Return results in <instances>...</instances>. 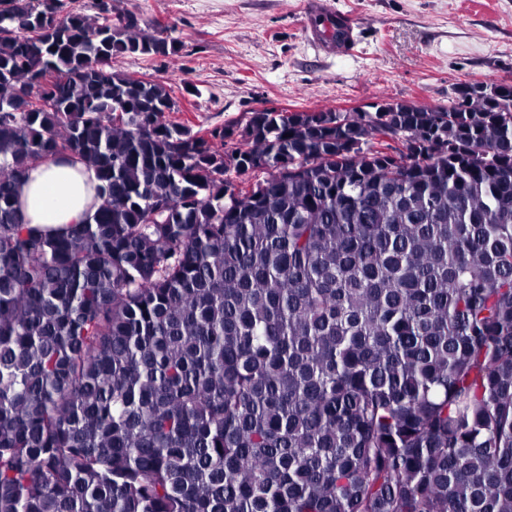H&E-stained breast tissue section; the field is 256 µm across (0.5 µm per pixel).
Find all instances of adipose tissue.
<instances>
[{
	"label": "adipose tissue",
	"instance_id": "obj_1",
	"mask_svg": "<svg viewBox=\"0 0 512 512\" xmlns=\"http://www.w3.org/2000/svg\"><path fill=\"white\" fill-rule=\"evenodd\" d=\"M96 185L94 170L80 163L49 161L32 168L16 187L24 223L47 234L64 231L96 210Z\"/></svg>",
	"mask_w": 512,
	"mask_h": 512
}]
</instances>
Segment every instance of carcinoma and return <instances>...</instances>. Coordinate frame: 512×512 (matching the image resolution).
Here are the masks:
<instances>
[{"instance_id":"carcinoma-1","label":"carcinoma","mask_w":512,"mask_h":512,"mask_svg":"<svg viewBox=\"0 0 512 512\" xmlns=\"http://www.w3.org/2000/svg\"><path fill=\"white\" fill-rule=\"evenodd\" d=\"M71 2L0 7V512H512V112L195 130ZM56 159L101 205L48 237ZM92 168L81 163L49 161L32 168L17 185L23 223L42 234H55L78 224L99 205Z\"/></svg>"}]
</instances>
